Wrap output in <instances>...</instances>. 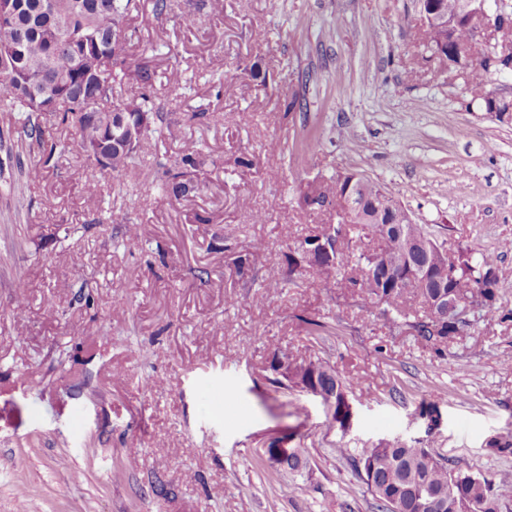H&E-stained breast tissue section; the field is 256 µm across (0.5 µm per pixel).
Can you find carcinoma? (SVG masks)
I'll return each mask as SVG.
<instances>
[{
  "instance_id": "obj_1",
  "label": "carcinoma",
  "mask_w": 512,
  "mask_h": 512,
  "mask_svg": "<svg viewBox=\"0 0 512 512\" xmlns=\"http://www.w3.org/2000/svg\"><path fill=\"white\" fill-rule=\"evenodd\" d=\"M141 0H24V7L11 18L0 19V91L14 112L25 114L24 135L43 148L41 163L28 170L32 181L41 179L54 159L60 143L45 138L42 127L32 121L42 111V103L32 92H49L60 99L55 108L60 124L75 131L76 146L86 161L101 171L125 177L136 170L134 149L117 154L112 139L120 129L112 125L114 112H145L149 121L141 129L140 142L173 137L177 123L164 118L153 97V72L137 61L132 49L134 31L129 21L138 15ZM124 31L121 40L112 38V29ZM472 27L465 20L449 34L458 47L472 50ZM470 104L480 112L492 109L487 100L485 68L473 66ZM136 89L119 95L123 87ZM206 159L197 152L185 155L154 176L158 188L175 199L196 195L206 188L201 167ZM347 174H334L320 183H308L301 192L302 208L310 213L327 205L334 211L344 208L339 191L346 188ZM385 193L371 185L370 199L358 200L354 223L325 224L321 231L289 248L288 267L268 274L269 287L279 288L292 281L297 272L313 271L324 281L337 280L368 300V312L378 310L387 323L412 326L418 340L440 351L448 342L472 326L470 322L440 321L425 311L430 297L438 290L435 282L417 279L418 268L431 261L445 243L430 240L426 251L413 252L405 247L408 239L426 236L418 224H407L402 233L388 224L371 222L367 215L382 205ZM323 238L331 244V255L310 253L313 241ZM397 267L400 284L388 286L381 280L382 270L374 261ZM454 276L446 278L448 292L466 300L468 285L481 286L484 298L482 318L496 316L499 277L496 259L485 253L460 249ZM288 363V383L296 387H318L331 398L333 418L343 424V397L347 384L321 359H290L275 353L269 369L278 373L281 362ZM348 458L384 512H504L512 503V484L493 483L481 474L448 467L429 457V450L412 446L396 448H354Z\"/></svg>"
}]
</instances>
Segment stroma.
<instances>
[{"mask_svg":"<svg viewBox=\"0 0 512 512\" xmlns=\"http://www.w3.org/2000/svg\"><path fill=\"white\" fill-rule=\"evenodd\" d=\"M169 2L131 22L180 122L141 149L140 177L95 174L72 147L30 182L42 152L0 111V512H381L346 451L399 444L512 483V455L489 448L512 441V123L470 108L469 72L418 41L417 0ZM197 151L208 190L166 200L154 171ZM334 173L381 185L448 249L497 255L506 320L438 352L311 274L263 287L289 245L335 223L298 203L301 181ZM113 209L138 239L108 223ZM190 210L207 223H186ZM312 320L327 333L310 335ZM280 350L359 379L349 424L271 384ZM285 435L303 475L267 460Z\"/></svg>","mask_w":512,"mask_h":512,"instance_id":"1","label":"stroma"}]
</instances>
